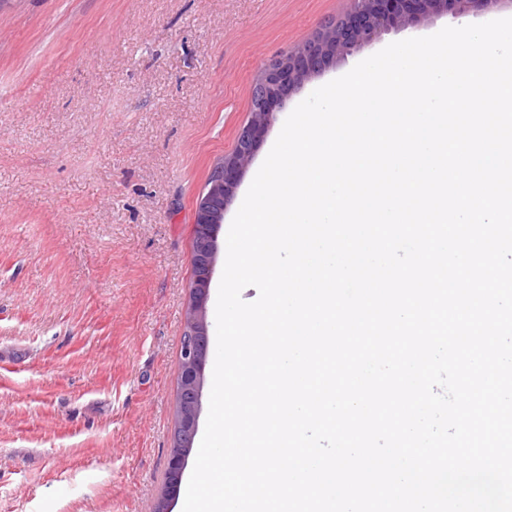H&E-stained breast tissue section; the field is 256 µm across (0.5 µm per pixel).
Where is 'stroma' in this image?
<instances>
[{"label": "stroma", "mask_w": 512, "mask_h": 512, "mask_svg": "<svg viewBox=\"0 0 512 512\" xmlns=\"http://www.w3.org/2000/svg\"><path fill=\"white\" fill-rule=\"evenodd\" d=\"M351 7L0 0V512H152L177 411L197 200L250 118L262 64ZM452 23L385 34L293 100Z\"/></svg>", "instance_id": "stroma-1"}]
</instances>
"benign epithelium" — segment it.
Returning <instances> with one entry per match:
<instances>
[{"mask_svg": "<svg viewBox=\"0 0 512 512\" xmlns=\"http://www.w3.org/2000/svg\"><path fill=\"white\" fill-rule=\"evenodd\" d=\"M505 0H357L336 22H327L295 51L270 59L255 81L250 118L238 131L234 149L218 163V175L195 209L196 275L189 294L179 364V400L167 479L154 512H172L198 431L202 387L209 356L207 303L219 253L224 212L277 114L305 82L359 51L380 36L408 30L440 16L462 17L496 10Z\"/></svg>", "mask_w": 512, "mask_h": 512, "instance_id": "1", "label": "benign epithelium"}]
</instances>
